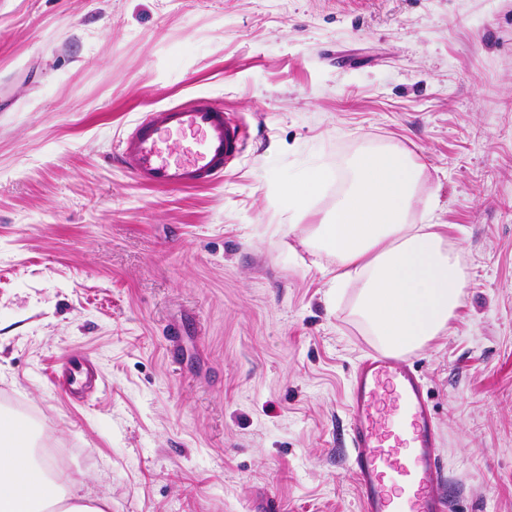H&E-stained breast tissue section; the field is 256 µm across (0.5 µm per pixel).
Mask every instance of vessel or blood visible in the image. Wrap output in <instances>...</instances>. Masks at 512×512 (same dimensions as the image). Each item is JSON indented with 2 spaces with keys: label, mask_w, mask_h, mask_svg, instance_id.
Masks as SVG:
<instances>
[{
  "label": "vessel or blood",
  "mask_w": 512,
  "mask_h": 512,
  "mask_svg": "<svg viewBox=\"0 0 512 512\" xmlns=\"http://www.w3.org/2000/svg\"><path fill=\"white\" fill-rule=\"evenodd\" d=\"M243 142L230 113L199 96L144 115L120 139L117 161L143 185L193 188L221 179ZM348 412L350 467L363 512H455L431 398L413 357L365 358Z\"/></svg>",
  "instance_id": "obj_1"
}]
</instances>
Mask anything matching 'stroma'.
<instances>
[{
  "instance_id": "35a3bbf8",
  "label": "stroma",
  "mask_w": 512,
  "mask_h": 512,
  "mask_svg": "<svg viewBox=\"0 0 512 512\" xmlns=\"http://www.w3.org/2000/svg\"><path fill=\"white\" fill-rule=\"evenodd\" d=\"M197 95L244 131L221 182L111 162ZM381 144L462 247L463 305L415 353L444 474L462 512H512V0H0V414L109 512H362L347 407L375 348L276 197ZM70 355L90 402L49 380Z\"/></svg>"
}]
</instances>
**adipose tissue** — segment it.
Wrapping results in <instances>:
<instances>
[{
  "label": "adipose tissue",
  "instance_id": "ef3b65f1",
  "mask_svg": "<svg viewBox=\"0 0 512 512\" xmlns=\"http://www.w3.org/2000/svg\"><path fill=\"white\" fill-rule=\"evenodd\" d=\"M422 166L407 150L385 144L347 158L343 188L332 208L317 214L310 200L329 174L313 166L280 191L289 211L309 220L303 243L314 255L336 261L327 298L356 284L353 315L377 349L405 355L447 335L463 300L460 249L444 224H414L410 202ZM107 512L106 499L82 503L71 475L38 458L33 436L19 420L0 417V512Z\"/></svg>",
  "mask_w": 512,
  "mask_h": 512
}]
</instances>
